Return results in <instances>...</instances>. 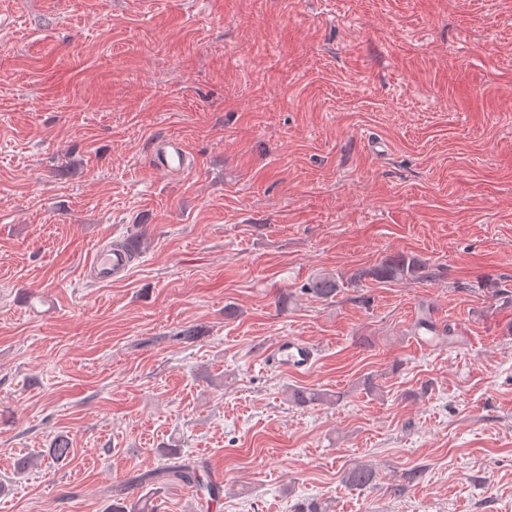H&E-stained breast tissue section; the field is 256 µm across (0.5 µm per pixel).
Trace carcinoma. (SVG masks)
I'll return each mask as SVG.
<instances>
[{
  "instance_id": "1",
  "label": "carcinoma",
  "mask_w": 512,
  "mask_h": 512,
  "mask_svg": "<svg viewBox=\"0 0 512 512\" xmlns=\"http://www.w3.org/2000/svg\"><path fill=\"white\" fill-rule=\"evenodd\" d=\"M425 269L426 265L422 260L413 256L396 254L386 257L374 269L373 275L378 279L393 281L422 274ZM357 280L359 277L356 274L346 279L322 275L311 279L305 291L318 298L329 299L335 297L344 285L351 286ZM341 399L342 396L338 393L332 394L313 388H295L290 396V400L299 407H307L319 402L336 404ZM72 455L73 449L70 448V441L64 438L54 440L51 447L47 449V456L55 462L69 460ZM163 455L167 457L166 463L157 468L136 473L128 479V485L139 488L151 486L153 490L143 497L135 499L127 494V485L113 488L111 512H155L152 495L160 489V486L168 484L194 487L203 494L207 501L220 496L221 489L207 478L206 464L190 458H183L180 448H165ZM424 473L425 469L421 467L409 470L405 473L404 483L393 485L391 491L395 495L405 493L409 487L422 480ZM374 479L375 474L372 468L365 464L345 469L342 477L346 485L356 489L370 486Z\"/></svg>"
}]
</instances>
